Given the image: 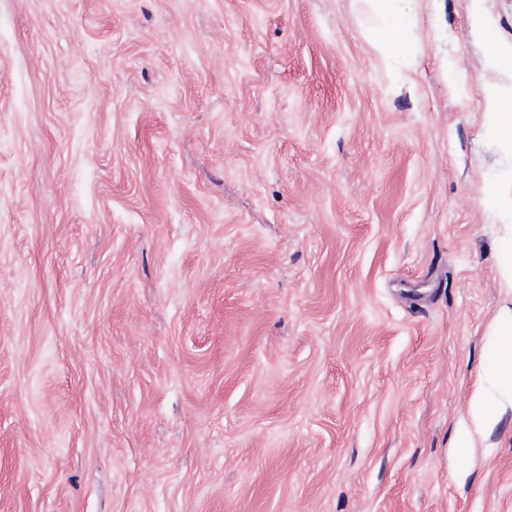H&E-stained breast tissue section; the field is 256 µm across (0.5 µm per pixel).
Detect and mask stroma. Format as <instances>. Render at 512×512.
<instances>
[{
  "instance_id": "1",
  "label": "stroma",
  "mask_w": 512,
  "mask_h": 512,
  "mask_svg": "<svg viewBox=\"0 0 512 512\" xmlns=\"http://www.w3.org/2000/svg\"><path fill=\"white\" fill-rule=\"evenodd\" d=\"M402 6L0 0V512H512V0ZM373 2L380 16V24L373 29L376 50L392 59L395 53L412 39L411 17L395 6L397 0H367ZM489 97L490 110L493 111L487 112L489 126L501 139L503 152L511 156V167H505L502 179L512 183V112H503L506 104H512L511 89L492 88ZM496 336L500 356L488 369L487 381L500 392L512 394V313L500 319ZM470 415L476 429L490 425L495 415L483 391L476 392L470 401Z\"/></svg>"
}]
</instances>
